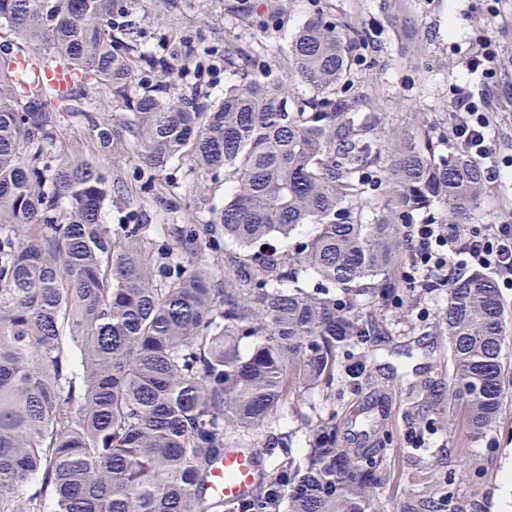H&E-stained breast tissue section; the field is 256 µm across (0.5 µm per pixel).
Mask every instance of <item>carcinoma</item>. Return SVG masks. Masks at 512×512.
Wrapping results in <instances>:
<instances>
[{"label":"carcinoma","mask_w":512,"mask_h":512,"mask_svg":"<svg viewBox=\"0 0 512 512\" xmlns=\"http://www.w3.org/2000/svg\"><path fill=\"white\" fill-rule=\"evenodd\" d=\"M127 13L123 0H0V32L83 75L53 104L0 56V512H45L47 491L52 512H377L386 449L340 447L332 410L296 455L279 413L368 374L343 357L385 333L378 312L404 292V225L433 207L473 223L481 164L443 155L424 128L378 137V113L348 94L354 52L373 44L363 26L320 15L276 68L262 42L227 51L237 80L212 102L152 84L187 41L146 51ZM99 84L151 171L188 160L224 177L205 223L155 248L138 219L102 222L107 172L52 151L60 110ZM171 188L157 208H178ZM220 247L218 279L207 254ZM444 294L452 397L478 440L506 394V308L479 271H453ZM263 431L252 491L216 497L224 453ZM411 512L461 510L450 494Z\"/></svg>","instance_id":"carcinoma-1"}]
</instances>
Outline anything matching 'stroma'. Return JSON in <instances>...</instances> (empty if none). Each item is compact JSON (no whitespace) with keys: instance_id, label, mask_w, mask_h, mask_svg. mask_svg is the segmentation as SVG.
<instances>
[{"instance_id":"1","label":"stroma","mask_w":512,"mask_h":512,"mask_svg":"<svg viewBox=\"0 0 512 512\" xmlns=\"http://www.w3.org/2000/svg\"><path fill=\"white\" fill-rule=\"evenodd\" d=\"M482 0H133V28L149 47L174 35L194 47L193 63L208 65L226 46L266 40L270 59L279 62L294 33L317 14L356 22L372 32L375 46L355 67V95L370 97L381 114L380 131L425 120L442 153L453 152L448 120L452 88L465 85L485 100L491 114L500 175L490 183L477 221L512 219V0H500L499 14L486 21ZM485 33L498 50L493 85L467 74L473 40ZM110 92H100L83 111L61 115L54 149L75 160L102 165L114 192L103 210L106 224L137 214L159 235L167 224H189L208 216L224 200V183L181 165L175 187L183 208L157 213L154 190L141 179L146 166ZM112 131L101 148L97 126ZM444 296L405 291L384 335L362 353L371 373L354 384L338 383L333 398L316 395L314 405L335 406L341 440L356 446L352 418L384 394V416L371 438L383 448L387 465L370 494L377 512H407L414 501L454 490L466 512H512V491L503 490L502 464L512 457V392L494 428L481 441L466 437L448 411L453 366L442 317Z\"/></svg>"}]
</instances>
